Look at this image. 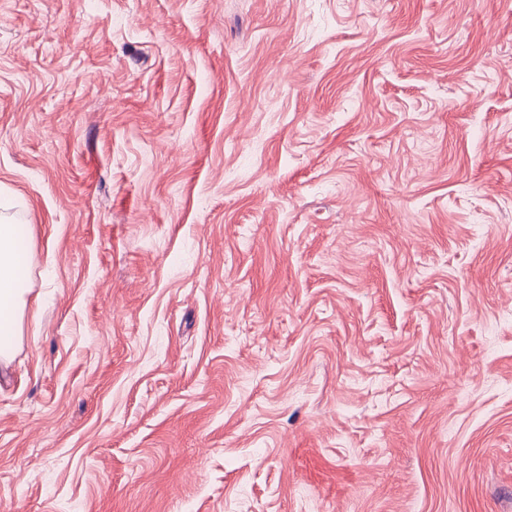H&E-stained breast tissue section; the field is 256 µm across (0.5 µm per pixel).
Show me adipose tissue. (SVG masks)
I'll use <instances>...</instances> for the list:
<instances>
[{"label": "adipose tissue", "mask_w": 512, "mask_h": 512, "mask_svg": "<svg viewBox=\"0 0 512 512\" xmlns=\"http://www.w3.org/2000/svg\"><path fill=\"white\" fill-rule=\"evenodd\" d=\"M18 233V225L0 224V355L10 351L19 334L25 264L24 252L17 245Z\"/></svg>", "instance_id": "obj_1"}]
</instances>
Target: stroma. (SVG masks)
<instances>
[{
  "instance_id": "1",
  "label": "stroma",
  "mask_w": 512,
  "mask_h": 512,
  "mask_svg": "<svg viewBox=\"0 0 512 512\" xmlns=\"http://www.w3.org/2000/svg\"><path fill=\"white\" fill-rule=\"evenodd\" d=\"M0 218V512H512V0H0ZM19 226L0 224V356L9 352L19 334L23 306L25 250L17 245Z\"/></svg>"
}]
</instances>
